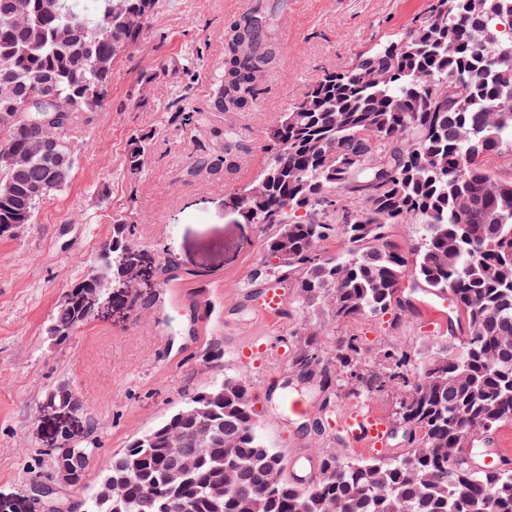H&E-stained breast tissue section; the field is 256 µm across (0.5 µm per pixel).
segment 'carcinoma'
<instances>
[{
  "mask_svg": "<svg viewBox=\"0 0 512 512\" xmlns=\"http://www.w3.org/2000/svg\"><path fill=\"white\" fill-rule=\"evenodd\" d=\"M0 0V224H31L41 203L69 186L51 162L13 160L36 143L76 153L73 115L104 105L112 68L140 33L130 9L154 10L156 0ZM426 19L394 41L375 45L385 83L368 81L354 63L324 72L268 135L261 175L263 207L236 192L224 205L266 230L264 278L249 288H293L304 321L336 323L410 310L404 281L447 294L461 312L456 343L434 339L413 363L387 346L378 365L366 363L355 336L325 348L313 330L297 337L292 367L304 381L339 382L368 398L397 386L396 419L407 448L358 461L320 459L307 486L283 477V457L261 442L247 379L225 375L188 397L182 409L206 412L208 440L197 421L172 412L117 453L106 470L127 502L117 512H512V459L488 469L470 461L464 441L512 423V180L483 159L512 153V0H435ZM276 19L264 0L253 3L224 33V67L215 86L216 111L240 112L256 98L260 79L279 65ZM453 87L438 103V88ZM63 100L67 111L43 121L23 104L31 91ZM186 125L208 124L206 112H172ZM197 170L234 165L238 135L214 132ZM149 136L135 137L126 171L145 165ZM391 224H414L411 254L389 239ZM336 242L326 250L325 243ZM112 275L125 273L121 255L136 247L131 225H112ZM96 288L89 271L66 294L48 332L68 335L88 323L79 295ZM180 438L200 449L195 470L178 486L166 472ZM70 463L84 471L95 443L66 442Z\"/></svg>",
  "mask_w": 512,
  "mask_h": 512,
  "instance_id": "obj_1",
  "label": "carcinoma"
}]
</instances>
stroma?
<instances>
[{
	"instance_id": "stroma-1",
	"label": "stroma",
	"mask_w": 512,
	"mask_h": 512,
	"mask_svg": "<svg viewBox=\"0 0 512 512\" xmlns=\"http://www.w3.org/2000/svg\"><path fill=\"white\" fill-rule=\"evenodd\" d=\"M244 0H157L139 42L115 63L103 108L76 113L72 182L41 204L33 223L0 238V504L5 512H46L31 490L35 476L52 473L57 416L47 395L58 386L76 391L82 408L73 422L77 439L96 441L82 483L65 497L78 505L91 494L113 456L161 423L187 397L227 373L246 377L259 415L258 434L283 458L367 459L375 451L352 439L341 423L350 414L381 419L388 448L402 451L393 420L398 391L369 400L339 394L322 408L318 382L281 399L293 377L295 335L304 321L294 299L278 314L258 308L245 285L262 263L265 232L224 204L225 191L254 184L267 158V133L303 98L316 75L340 72L358 56L425 17L429 0H268L280 18L282 64L263 78L245 111L216 114L217 128L237 129L243 147L235 169L220 176L192 175L191 165L211 135L169 121V112L208 110L224 59V30ZM150 135V154L139 181L125 173L132 138ZM131 224L141 253L143 302L117 304L93 316L66 341L52 343L46 327L66 292L87 273L117 219ZM192 276L195 290L172 306L167 283H155L161 260ZM412 308L342 323L318 319L323 345L358 337L366 358L381 345L419 359L429 338L447 336L455 317L450 299L404 282ZM165 336H156L155 323ZM270 350L262 366L241 351L256 338ZM224 357L204 363L210 345ZM303 405L293 418L292 401Z\"/></svg>"
}]
</instances>
